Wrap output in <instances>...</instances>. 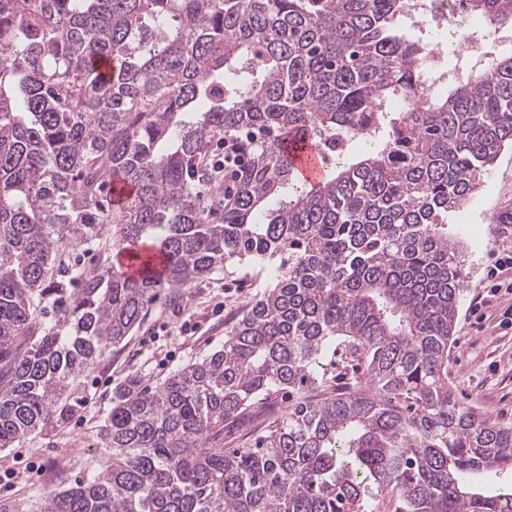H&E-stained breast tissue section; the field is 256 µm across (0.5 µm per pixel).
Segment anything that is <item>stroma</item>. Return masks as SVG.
Masks as SVG:
<instances>
[{"instance_id":"stroma-1","label":"stroma","mask_w":512,"mask_h":512,"mask_svg":"<svg viewBox=\"0 0 512 512\" xmlns=\"http://www.w3.org/2000/svg\"><path fill=\"white\" fill-rule=\"evenodd\" d=\"M512 212V148H505L477 192L449 212L448 231L462 250L469 278L459 308L450 377L458 399L501 423H512V299L500 298L474 312L493 255L512 231L499 216ZM273 262H236L210 279L174 292L162 291L145 320L119 345L109 347L82 378L75 415L50 434L34 433L0 449V503L39 512L40 490H61L86 479L106 451L99 428L112 407V393L136 374L155 386L176 367L224 344L226 331L252 302L273 288ZM288 405L272 395L258 417L224 425V447H241L256 423H269Z\"/></svg>"}]
</instances>
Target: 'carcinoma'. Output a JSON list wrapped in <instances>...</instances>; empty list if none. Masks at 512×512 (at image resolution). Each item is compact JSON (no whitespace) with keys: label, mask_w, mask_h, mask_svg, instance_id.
Instances as JSON below:
<instances>
[{"label":"carcinoma","mask_w":512,"mask_h":512,"mask_svg":"<svg viewBox=\"0 0 512 512\" xmlns=\"http://www.w3.org/2000/svg\"><path fill=\"white\" fill-rule=\"evenodd\" d=\"M407 8L0 0V448L65 423L161 290L279 258L222 349L112 394L109 459L43 512H512V426L448 383L467 276L448 212L512 146V56L428 95ZM471 18L512 29V0H459L453 30ZM357 130L371 147L299 180L285 138L334 159ZM216 139L242 162L204 167ZM221 180L215 212L200 186ZM109 226L164 276L62 260ZM281 391L299 398L224 450V422Z\"/></svg>","instance_id":"1"}]
</instances>
